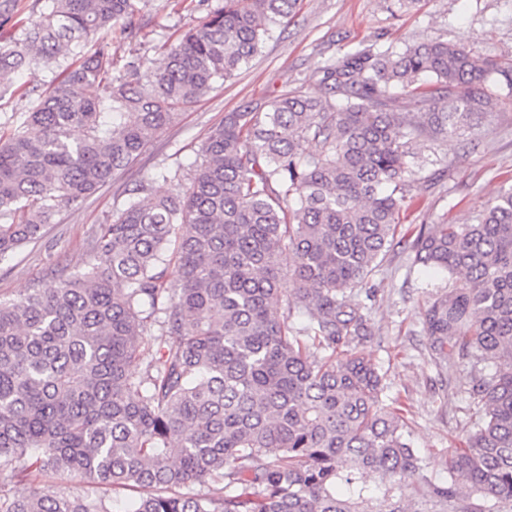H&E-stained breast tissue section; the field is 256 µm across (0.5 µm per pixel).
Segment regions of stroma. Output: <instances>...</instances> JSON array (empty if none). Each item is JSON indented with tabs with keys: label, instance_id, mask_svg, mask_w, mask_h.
Wrapping results in <instances>:
<instances>
[{
	"label": "stroma",
	"instance_id": "1",
	"mask_svg": "<svg viewBox=\"0 0 512 512\" xmlns=\"http://www.w3.org/2000/svg\"><path fill=\"white\" fill-rule=\"evenodd\" d=\"M223 2L193 0L186 9L182 0H140L130 21L119 22L106 40L116 59L134 60L141 72H153L164 61L160 45ZM50 7L51 0H0V40L17 37ZM438 40L463 45L479 60L512 64V0H416L409 6L401 0H301L299 12L274 29L247 67L182 110L133 165L81 206L56 214L40 241L0 262V300L27 293L61 268L85 261L95 230L122 208L136 184L147 183L154 198L174 193L178 182L169 171L186 172L200 162L203 142L225 113L264 106L272 94L298 87L319 95L313 72L357 47L398 51ZM55 77L34 66L20 81L0 80V134L13 131ZM424 154L432 160L428 179L408 193L400 232L369 280L375 291L373 336L360 350L384 375V403L395 401L405 409L411 445L436 483L448 477V452L460 447L474 412L470 390L490 366L454 356L436 363L422 312L455 281L413 264L405 242L423 224L471 223L498 192L512 188V104L485 115L472 142H428Z\"/></svg>",
	"mask_w": 512,
	"mask_h": 512
}]
</instances>
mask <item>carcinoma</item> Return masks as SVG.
<instances>
[{
    "instance_id": "carcinoma-1",
    "label": "carcinoma",
    "mask_w": 512,
    "mask_h": 512,
    "mask_svg": "<svg viewBox=\"0 0 512 512\" xmlns=\"http://www.w3.org/2000/svg\"><path fill=\"white\" fill-rule=\"evenodd\" d=\"M138 2L52 0L0 41V76L40 64L61 76L0 137V261L233 77L299 0H224L147 75L107 43L85 52ZM316 74L322 96L226 113L177 193L129 198L88 261L0 302V484L35 467L68 485L1 494L0 512H109L103 487L143 491L129 512H404L406 482L422 492L413 512H448L461 481L512 500V189L473 224L407 241L412 264L463 275L424 308L432 351L494 367L472 387L479 416L448 480L428 482L383 402V376L355 351L372 336L368 308L351 304L425 180L416 147L464 138L511 101L512 65L436 41L359 48ZM209 482L223 494L193 491Z\"/></svg>"
}]
</instances>
